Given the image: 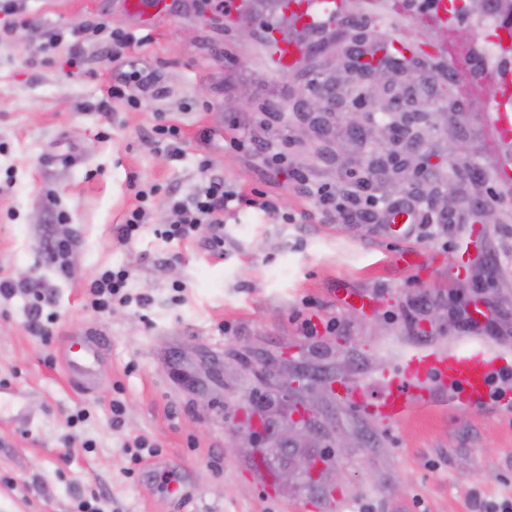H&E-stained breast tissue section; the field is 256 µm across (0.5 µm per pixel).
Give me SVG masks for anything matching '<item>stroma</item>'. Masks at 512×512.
Wrapping results in <instances>:
<instances>
[{"label":"stroma","mask_w":512,"mask_h":512,"mask_svg":"<svg viewBox=\"0 0 512 512\" xmlns=\"http://www.w3.org/2000/svg\"><path fill=\"white\" fill-rule=\"evenodd\" d=\"M253 15L257 36L246 41L188 0H173L149 30L121 0H26L27 26L0 37V276L39 278L58 314L45 342L28 330L25 294L0 299V381L10 390L0 398V512H78L95 494L102 512H483L512 499V412L492 402L480 412L443 402L384 426L323 394L316 407L337 475L332 509L322 505L328 490L299 482L265 496L256 450L237 449L279 362L304 383L278 392L288 411L326 379L377 393L376 373L395 365L389 343L448 341L475 304L487 314L488 341L512 349V199L499 205L498 223L476 217L494 202L503 162L485 123L486 86L468 66L479 27L463 38L390 0H348L334 29L353 49L356 18L375 20L385 48L420 45L470 87L462 110L433 119L423 148L425 176L463 200L445 215L370 173L376 145L341 121L357 105L368 122L385 121L365 83L337 73L340 97L322 116L328 127L306 139L293 97L317 72L273 70L262 34L277 17L259 6ZM100 21L131 44L77 39ZM53 30L63 44L48 60H31V47ZM73 43L83 56L76 70ZM120 83L125 99L108 98ZM161 120L180 128V156L155 141ZM234 137L246 148L231 147ZM456 141L467 154L449 156ZM207 173L263 194L269 211L227 215L219 253L204 225L189 243L148 230L119 243L137 190L160 224L169 195L192 201ZM404 206L410 228L398 238L388 215ZM61 232L73 242L66 274L43 255ZM406 250L416 255L409 267L395 261ZM112 266L129 270L131 300L92 311L86 285ZM346 291L376 295L378 304H343ZM78 338L105 342L96 385L67 368ZM344 433L351 447L334 451ZM139 435L158 453L135 464L126 443ZM169 473L185 484V499L170 495Z\"/></svg>","instance_id":"stroma-1"}]
</instances>
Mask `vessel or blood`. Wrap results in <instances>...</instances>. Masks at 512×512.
<instances>
[{
	"mask_svg": "<svg viewBox=\"0 0 512 512\" xmlns=\"http://www.w3.org/2000/svg\"><path fill=\"white\" fill-rule=\"evenodd\" d=\"M124 11L151 26L155 17L170 8L169 0H123ZM287 15L298 25L334 23L344 13L341 0H283ZM269 61L279 70L292 69L305 52L304 46L279 34L268 39ZM490 134L495 148L512 145V99L493 100L488 114ZM68 366L72 372L95 379L100 360V344L88 339L72 345ZM512 363V351L493 347L484 337H456L448 346L419 340L404 349L396 371H383L377 382L378 396H371L347 384L338 392L378 422L389 425L405 420L414 410L426 408L447 398L449 403L483 410L488 401L490 375Z\"/></svg>",
	"mask_w": 512,
	"mask_h": 512,
	"instance_id": "b4317fda",
	"label": "vessel or blood"
}]
</instances>
